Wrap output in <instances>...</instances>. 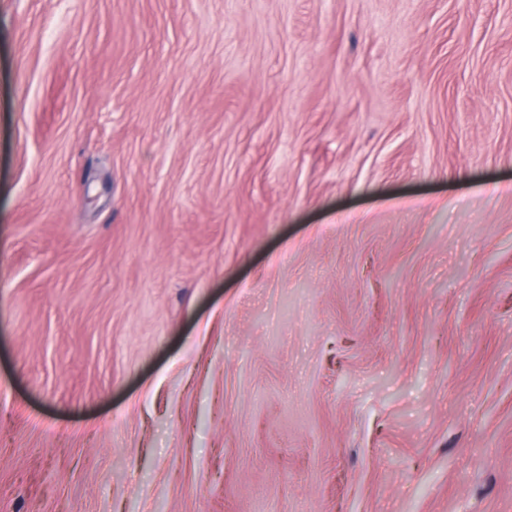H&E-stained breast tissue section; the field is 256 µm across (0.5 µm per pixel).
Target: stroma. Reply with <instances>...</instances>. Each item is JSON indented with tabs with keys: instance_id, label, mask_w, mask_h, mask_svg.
Listing matches in <instances>:
<instances>
[{
	"instance_id": "stroma-1",
	"label": "stroma",
	"mask_w": 512,
	"mask_h": 512,
	"mask_svg": "<svg viewBox=\"0 0 512 512\" xmlns=\"http://www.w3.org/2000/svg\"><path fill=\"white\" fill-rule=\"evenodd\" d=\"M0 512H512V0H0Z\"/></svg>"
}]
</instances>
